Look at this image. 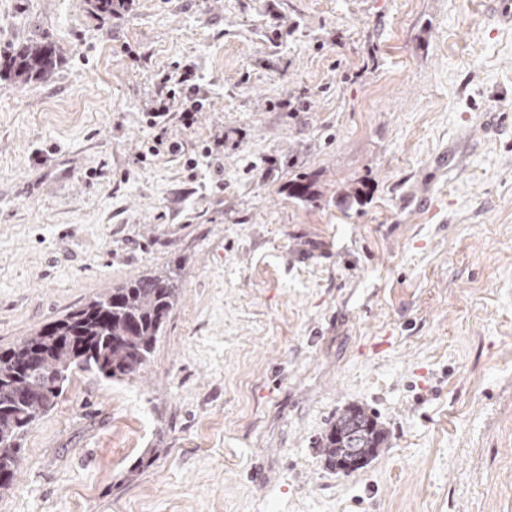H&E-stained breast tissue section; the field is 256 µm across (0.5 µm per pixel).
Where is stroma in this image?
Wrapping results in <instances>:
<instances>
[{
  "label": "stroma",
  "instance_id": "35a3bbf8",
  "mask_svg": "<svg viewBox=\"0 0 512 512\" xmlns=\"http://www.w3.org/2000/svg\"><path fill=\"white\" fill-rule=\"evenodd\" d=\"M498 5L0 0V53L58 52L0 67V349L141 274L181 290L140 378L73 371L0 512H512ZM184 66L205 106L145 156ZM352 405L387 442L343 474L322 438ZM56 63L55 46L48 41H39L6 55L3 66L21 82H27L51 73Z\"/></svg>",
  "mask_w": 512,
  "mask_h": 512
}]
</instances>
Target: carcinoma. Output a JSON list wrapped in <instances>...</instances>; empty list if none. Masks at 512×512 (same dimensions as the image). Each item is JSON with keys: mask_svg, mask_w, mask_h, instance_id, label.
Wrapping results in <instances>:
<instances>
[{"mask_svg": "<svg viewBox=\"0 0 512 512\" xmlns=\"http://www.w3.org/2000/svg\"><path fill=\"white\" fill-rule=\"evenodd\" d=\"M56 63L55 46L39 41L6 55L3 66L27 82L51 73ZM179 298L180 288L169 276H137L0 350L1 494L17 478L25 434L54 408L73 370L112 382L140 376ZM386 440L378 421L353 406L324 435L325 460L336 467L353 441L372 460Z\"/></svg>", "mask_w": 512, "mask_h": 512, "instance_id": "1", "label": "carcinoma"}]
</instances>
